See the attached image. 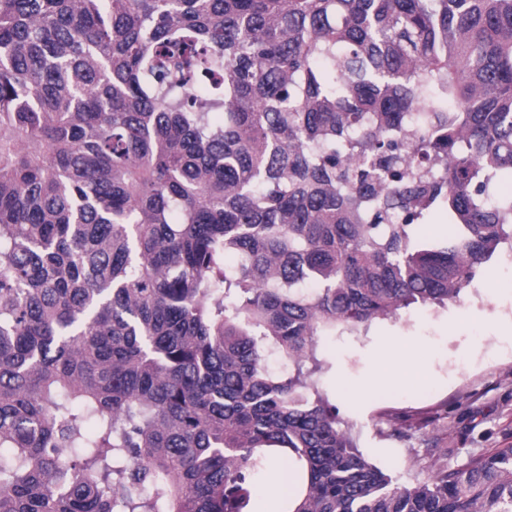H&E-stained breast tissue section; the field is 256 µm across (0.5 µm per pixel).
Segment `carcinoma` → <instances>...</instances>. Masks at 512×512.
<instances>
[{"label": "carcinoma", "mask_w": 512, "mask_h": 512, "mask_svg": "<svg viewBox=\"0 0 512 512\" xmlns=\"http://www.w3.org/2000/svg\"><path fill=\"white\" fill-rule=\"evenodd\" d=\"M504 179L512 0H0V512H254L281 454L284 512H512V446L398 486L308 367L459 301ZM448 213L444 206L437 207L417 223V233L427 241L442 246L448 238Z\"/></svg>", "instance_id": "carcinoma-1"}]
</instances>
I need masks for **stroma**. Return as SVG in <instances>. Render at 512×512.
<instances>
[{"instance_id":"obj_1","label":"stroma","mask_w":512,"mask_h":512,"mask_svg":"<svg viewBox=\"0 0 512 512\" xmlns=\"http://www.w3.org/2000/svg\"><path fill=\"white\" fill-rule=\"evenodd\" d=\"M501 273L492 263L460 301L411 307L319 342L317 389L362 454L399 485L416 483L433 464L461 469L512 444V347L494 340L501 315L512 317V296L499 300L488 283ZM392 340L419 344L425 378L410 388L360 392L374 351Z\"/></svg>"}]
</instances>
